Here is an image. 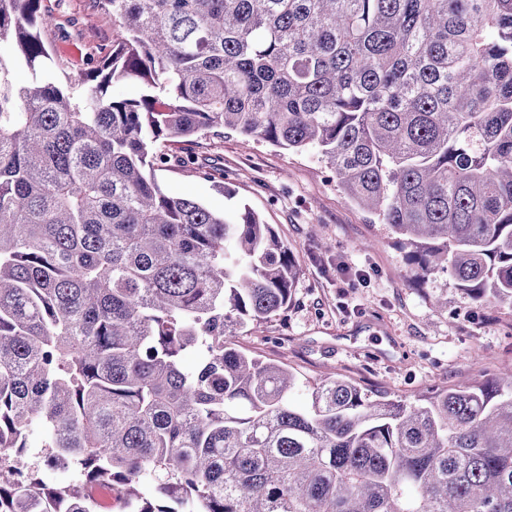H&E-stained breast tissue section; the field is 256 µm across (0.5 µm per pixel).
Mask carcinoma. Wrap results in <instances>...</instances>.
Listing matches in <instances>:
<instances>
[{
  "label": "carcinoma",
  "instance_id": "obj_1",
  "mask_svg": "<svg viewBox=\"0 0 512 512\" xmlns=\"http://www.w3.org/2000/svg\"><path fill=\"white\" fill-rule=\"evenodd\" d=\"M41 2L0 0V512L101 485L127 512H512L511 368L296 404L235 340L288 308L292 252L155 178L215 128L315 148L420 276L512 305V0H98L119 38L77 86L44 76ZM37 432L78 479L26 461Z\"/></svg>",
  "mask_w": 512,
  "mask_h": 512
}]
</instances>
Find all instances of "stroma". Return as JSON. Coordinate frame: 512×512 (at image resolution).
<instances>
[{
  "label": "stroma",
  "mask_w": 512,
  "mask_h": 512,
  "mask_svg": "<svg viewBox=\"0 0 512 512\" xmlns=\"http://www.w3.org/2000/svg\"><path fill=\"white\" fill-rule=\"evenodd\" d=\"M53 18L52 74L78 82L112 51L119 27L95 0H42ZM174 152L224 171L225 191L181 167L157 171L162 189L229 214L246 205L288 245L299 276L293 301L240 345L287 364L300 381L342 374L411 399L512 367V306L478 303L445 272L415 276L409 250L387 225L343 204L316 151H288L232 131Z\"/></svg>",
  "instance_id": "obj_1"
}]
</instances>
